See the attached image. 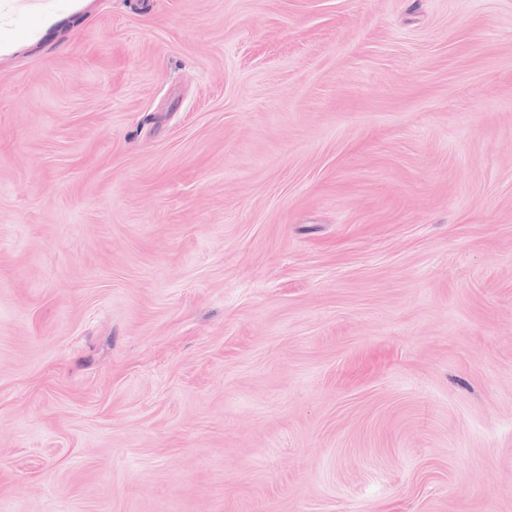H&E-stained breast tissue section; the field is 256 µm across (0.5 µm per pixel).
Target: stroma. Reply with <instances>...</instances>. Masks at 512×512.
<instances>
[{"instance_id":"obj_1","label":"stroma","mask_w":512,"mask_h":512,"mask_svg":"<svg viewBox=\"0 0 512 512\" xmlns=\"http://www.w3.org/2000/svg\"><path fill=\"white\" fill-rule=\"evenodd\" d=\"M45 2L0 512H512V0Z\"/></svg>"}]
</instances>
